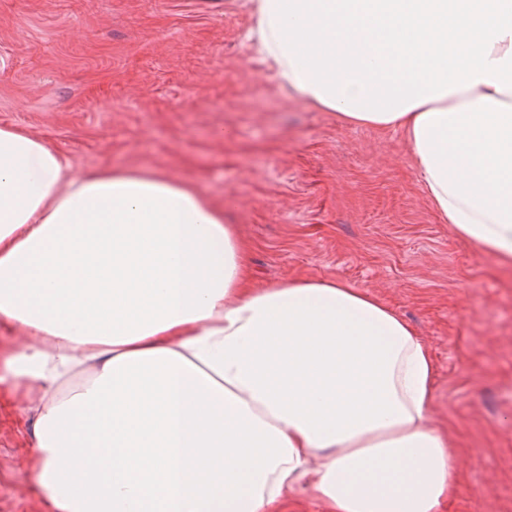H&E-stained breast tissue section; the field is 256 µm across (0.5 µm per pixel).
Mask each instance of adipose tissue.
<instances>
[{
	"label": "adipose tissue",
	"mask_w": 512,
	"mask_h": 512,
	"mask_svg": "<svg viewBox=\"0 0 512 512\" xmlns=\"http://www.w3.org/2000/svg\"><path fill=\"white\" fill-rule=\"evenodd\" d=\"M251 39L305 102L401 130L462 238L512 264V0H252ZM426 344L365 291L256 286L195 186L74 174L0 126V403L43 512H441L457 461ZM286 509L288 512H329L328 506L314 497L304 484L288 491Z\"/></svg>",
	"instance_id": "adipose-tissue-1"
}]
</instances>
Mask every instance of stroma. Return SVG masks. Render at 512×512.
<instances>
[{
    "label": "stroma",
    "instance_id": "obj_1",
    "mask_svg": "<svg viewBox=\"0 0 512 512\" xmlns=\"http://www.w3.org/2000/svg\"><path fill=\"white\" fill-rule=\"evenodd\" d=\"M251 0H0V126L74 173L195 185L252 249L257 285L337 279L427 344L432 424L457 488L442 512H512V270L431 206L398 129L296 99L251 47ZM21 412L0 408V512H41Z\"/></svg>",
    "mask_w": 512,
    "mask_h": 512
}]
</instances>
